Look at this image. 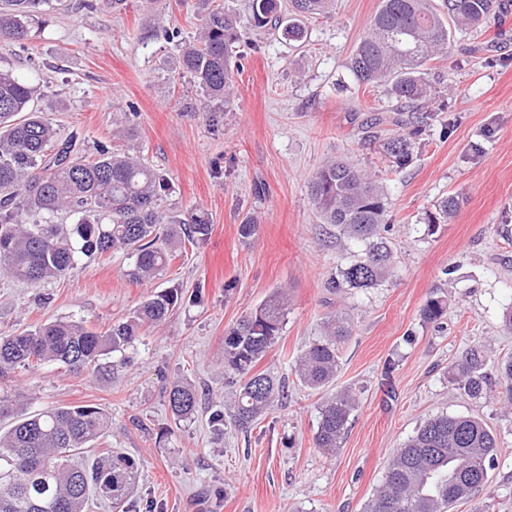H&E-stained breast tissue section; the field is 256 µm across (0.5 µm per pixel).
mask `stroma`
Here are the masks:
<instances>
[{
  "label": "stroma",
  "mask_w": 512,
  "mask_h": 512,
  "mask_svg": "<svg viewBox=\"0 0 512 512\" xmlns=\"http://www.w3.org/2000/svg\"><path fill=\"white\" fill-rule=\"evenodd\" d=\"M379 4L336 0L332 16L309 21L300 50L273 38L256 49L238 44L226 104L203 98L178 67L176 42L163 36L197 33L198 0H123L116 9L110 0H52L24 45L0 48L1 69L40 83L39 106L59 137L137 153L167 180L166 216L192 208L209 216L207 239L146 283L130 281L122 252L39 286L0 275V336L56 320L104 330L148 293L182 287L183 305L140 336L125 367L113 369L107 355L86 371L49 363L5 382L17 413L84 404L109 413L100 448L123 449L141 471L125 512H363L396 448L441 413L477 417L496 432L480 496L512 512V409L469 398L448 379L471 346L484 350L491 375L512 355L502 329L512 309V12L482 34L456 32L448 53L430 61L440 109L398 171L361 132L390 100L336 88ZM128 125L135 139L118 138ZM332 159L362 168L385 191L394 274L363 292L325 286L362 252L320 222L310 199V175ZM450 196L456 212L430 223ZM249 216L259 231L245 239L239 226ZM279 290L288 295L285 326L257 368L280 378L286 395L249 433L214 427L212 403L230 402L224 332ZM433 295L448 308L428 323L421 309ZM334 313L352 333L334 381L313 391L296 363ZM181 378L201 401L194 418L177 422L166 389ZM340 391L355 406L329 454L313 435L320 405Z\"/></svg>",
  "instance_id": "35a3bbf8"
}]
</instances>
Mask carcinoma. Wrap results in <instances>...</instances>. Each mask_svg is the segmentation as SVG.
<instances>
[{
  "mask_svg": "<svg viewBox=\"0 0 512 512\" xmlns=\"http://www.w3.org/2000/svg\"><path fill=\"white\" fill-rule=\"evenodd\" d=\"M335 0H247L245 14L209 8L200 32L182 46L179 68L190 75L211 101H227L236 62L235 45L250 32H275L282 40L303 42L304 20L331 13ZM47 0H0V47L22 44L29 20ZM503 0H381L368 33L350 56L347 69L359 88L384 87L394 111L408 113L396 123L412 126L409 135L384 139L383 149L396 168L413 158L411 138L434 118L425 110L435 96L427 62L448 51L452 28L476 30L496 19ZM39 85L0 70V273L32 285L61 279L85 258L122 250L134 265L129 276L153 280L176 257L182 244L203 241L211 224L201 210L185 218H168L159 210L165 178L127 150L100 144L84 155L76 138L61 139L44 111L37 108ZM311 199L325 224L364 246L355 261L339 269L327 288L339 291L373 288L392 273L391 251L382 236L388 228L385 194L364 171L330 160L308 183ZM72 217L58 224L60 213ZM184 302L178 288L144 298L126 322L97 331L82 321H51L32 330L0 336V380L18 368L57 362L73 369L119 353L113 365H125V351L141 330L156 328ZM285 293L262 305L224 333V379L233 387L230 419L248 432L272 407L282 385L257 364L276 343L287 317ZM446 311L441 297L422 309L428 322ZM351 335L344 319L324 322L323 336L299 359V380L312 390L336 377L341 344ZM478 347L467 350L451 367L450 382L472 399L492 391ZM497 396L512 405V356L499 366ZM199 397L186 379L173 381L168 403L177 420L193 417ZM354 399L338 392L320 407L315 446L327 452L340 447ZM112 429L100 407H48L22 414L0 434V512H87L96 497L118 509L138 486L135 461L120 449L97 456L94 443ZM497 438L473 416L437 414L425 420L390 459L381 485L363 512H450L471 501L488 480Z\"/></svg>",
  "mask_w": 512,
  "mask_h": 512,
  "instance_id": "obj_1",
  "label": "carcinoma"
}]
</instances>
